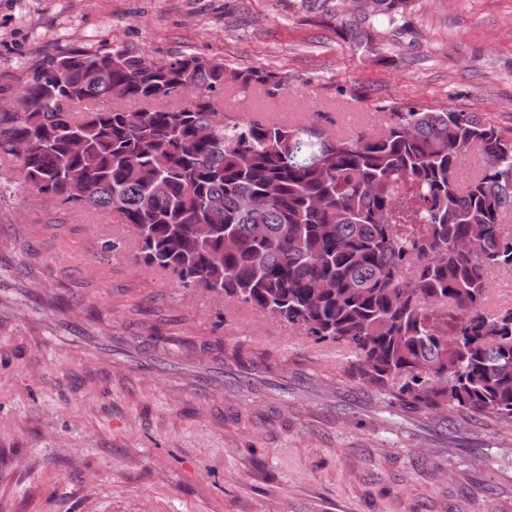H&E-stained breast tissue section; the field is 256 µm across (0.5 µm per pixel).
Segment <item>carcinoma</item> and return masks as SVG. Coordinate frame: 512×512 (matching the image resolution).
<instances>
[{
    "mask_svg": "<svg viewBox=\"0 0 512 512\" xmlns=\"http://www.w3.org/2000/svg\"><path fill=\"white\" fill-rule=\"evenodd\" d=\"M410 4L321 15L371 47ZM225 71L195 54L52 56L23 83V111L0 113V159L27 141L23 181L60 206L116 213L145 267L348 349L355 360L338 381L375 388L420 420L511 428L512 307L488 298L490 273L512 272V137L450 108L395 111L383 133L347 138L226 123L215 112ZM235 79L243 91L283 86L258 69ZM115 84L125 107L112 106ZM472 152L481 172L462 185ZM71 179L86 184L84 199L68 195ZM194 224L211 225L208 242ZM226 236L243 246L224 250Z\"/></svg>",
    "mask_w": 512,
    "mask_h": 512,
    "instance_id": "1",
    "label": "carcinoma"
}]
</instances>
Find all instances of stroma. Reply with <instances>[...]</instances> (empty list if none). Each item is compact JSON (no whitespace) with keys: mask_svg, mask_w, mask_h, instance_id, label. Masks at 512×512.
Here are the masks:
<instances>
[{"mask_svg":"<svg viewBox=\"0 0 512 512\" xmlns=\"http://www.w3.org/2000/svg\"><path fill=\"white\" fill-rule=\"evenodd\" d=\"M400 37L355 48L302 0H0V100L71 48L183 53L278 73L285 90L243 94L237 121L377 133L392 112L448 107L512 135V0H412ZM111 240L119 248L101 254ZM0 512H312L341 499L364 512H512V430L458 426L464 450L431 452V428L382 394L338 378L350 359L301 330L142 268L113 213L44 207L0 161ZM169 336L166 344L156 334ZM122 337L141 365L192 366L218 339L269 355L205 400L179 375L85 367ZM485 449L486 495L455 481ZM449 473L437 487L431 465Z\"/></svg>","mask_w":512,"mask_h":512,"instance_id":"stroma-1","label":"stroma"}]
</instances>
